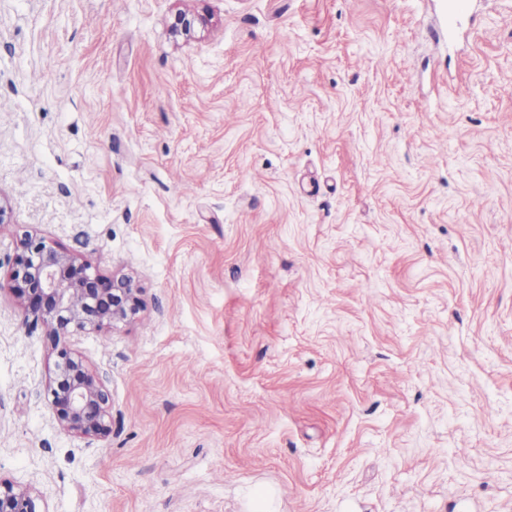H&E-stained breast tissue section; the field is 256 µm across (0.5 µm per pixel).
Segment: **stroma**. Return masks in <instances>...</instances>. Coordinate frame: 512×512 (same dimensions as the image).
I'll use <instances>...</instances> for the list:
<instances>
[{"label": "stroma", "mask_w": 512, "mask_h": 512, "mask_svg": "<svg viewBox=\"0 0 512 512\" xmlns=\"http://www.w3.org/2000/svg\"><path fill=\"white\" fill-rule=\"evenodd\" d=\"M440 2L0 0V281L31 231L143 303L69 340L92 439L0 291V478L42 512H512V0L453 45Z\"/></svg>", "instance_id": "35a3bbf8"}]
</instances>
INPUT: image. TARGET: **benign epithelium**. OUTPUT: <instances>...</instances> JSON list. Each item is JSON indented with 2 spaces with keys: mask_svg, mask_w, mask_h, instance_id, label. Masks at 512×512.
<instances>
[{
  "mask_svg": "<svg viewBox=\"0 0 512 512\" xmlns=\"http://www.w3.org/2000/svg\"><path fill=\"white\" fill-rule=\"evenodd\" d=\"M202 20L180 13L173 28L185 35ZM7 288L26 315L49 329L56 353L48 397L55 419L64 430L88 438L109 434V394L101 379L63 336H80L103 327L115 328L136 318L141 310L140 289L129 278L107 280L77 260L25 233ZM0 512H41L38 496L27 487L0 480Z\"/></svg>",
  "mask_w": 512,
  "mask_h": 512,
  "instance_id": "benign-epithelium-1",
  "label": "benign epithelium"
}]
</instances>
